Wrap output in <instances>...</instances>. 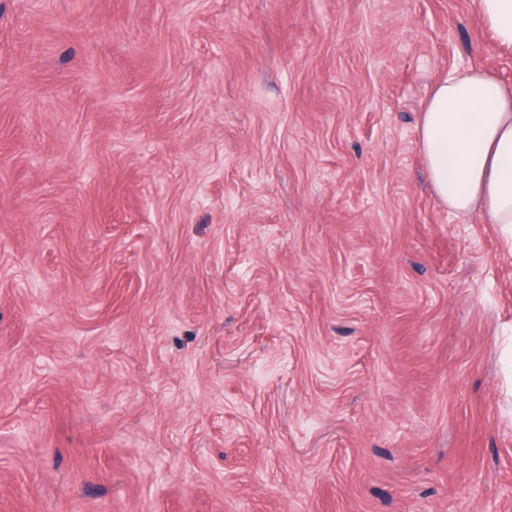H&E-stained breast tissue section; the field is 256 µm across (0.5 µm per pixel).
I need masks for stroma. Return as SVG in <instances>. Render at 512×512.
Returning <instances> with one entry per match:
<instances>
[{
  "mask_svg": "<svg viewBox=\"0 0 512 512\" xmlns=\"http://www.w3.org/2000/svg\"><path fill=\"white\" fill-rule=\"evenodd\" d=\"M462 60L477 0H0V512H512ZM418 136L437 200L457 215L484 212L512 240V82L474 68L448 72Z\"/></svg>",
  "mask_w": 512,
  "mask_h": 512,
  "instance_id": "obj_1",
  "label": "stroma"
}]
</instances>
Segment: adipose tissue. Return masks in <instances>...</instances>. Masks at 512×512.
Listing matches in <instances>:
<instances>
[{
  "label": "adipose tissue",
  "mask_w": 512,
  "mask_h": 512,
  "mask_svg": "<svg viewBox=\"0 0 512 512\" xmlns=\"http://www.w3.org/2000/svg\"><path fill=\"white\" fill-rule=\"evenodd\" d=\"M496 43L512 50V0H478ZM435 197L449 211L484 212L512 240V82L455 69L435 86L418 127Z\"/></svg>",
  "instance_id": "1"
}]
</instances>
